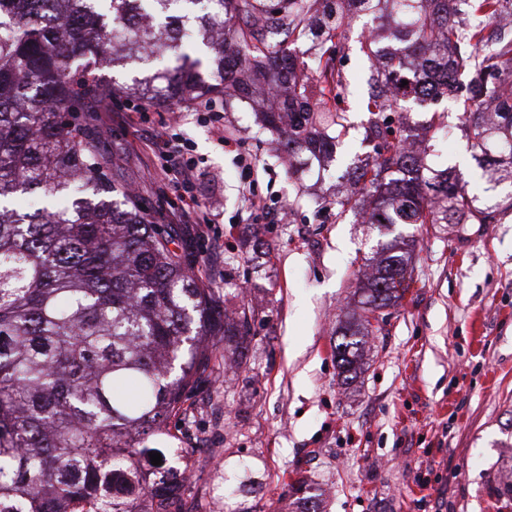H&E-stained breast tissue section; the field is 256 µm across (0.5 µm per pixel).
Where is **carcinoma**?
Segmentation results:
<instances>
[{
    "label": "carcinoma",
    "mask_w": 512,
    "mask_h": 512,
    "mask_svg": "<svg viewBox=\"0 0 512 512\" xmlns=\"http://www.w3.org/2000/svg\"><path fill=\"white\" fill-rule=\"evenodd\" d=\"M195 42L175 14L198 0H0V512H183L173 487L190 472L172 422L216 360L241 357L251 316H230L169 248L176 227L151 223L143 199L110 172L89 102L100 69L146 51L175 65L138 82L149 104L223 96L261 104L288 155L332 154L344 130L343 66L354 21L374 84L365 140L340 213L393 231L410 224H497L448 174L424 176L413 128L386 112L438 95L463 101L482 174L512 184V0H208ZM317 41L313 64L290 45ZM215 51L203 77L189 50ZM408 85H402V81ZM24 191L43 207L21 213ZM380 240L358 288L365 312L398 305L410 254ZM369 332L347 321L333 354L354 380ZM236 338L231 349L221 346ZM177 465L159 468L149 452ZM142 500L149 510L139 508Z\"/></svg>",
    "instance_id": "carcinoma-1"
}]
</instances>
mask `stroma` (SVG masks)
Here are the masks:
<instances>
[{"instance_id": "35a3bbf8", "label": "stroma", "mask_w": 512, "mask_h": 512, "mask_svg": "<svg viewBox=\"0 0 512 512\" xmlns=\"http://www.w3.org/2000/svg\"><path fill=\"white\" fill-rule=\"evenodd\" d=\"M370 75L352 43L347 132L328 166L294 175L245 104L212 113L158 104L140 128L101 124L102 153L162 227L180 198L173 179L151 180L147 143L164 127L190 144L224 245L216 257L196 246L191 264L228 310L253 311L246 365L215 367L176 423L194 451L188 512H288L298 473L322 490L323 512H512L494 494L512 481L511 213L498 224L410 227L405 297L386 309L356 382L337 375L336 326L379 238L334 205L350 189L348 167L372 151L360 105ZM390 118L415 125L428 166L454 170L480 201L507 204L512 187L483 179L455 103ZM255 194L277 223L254 211Z\"/></svg>"}]
</instances>
